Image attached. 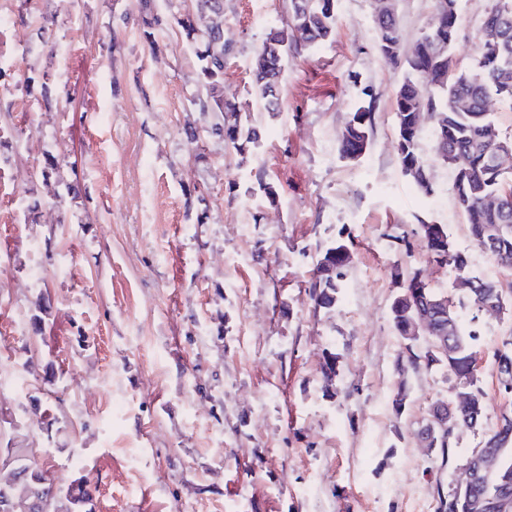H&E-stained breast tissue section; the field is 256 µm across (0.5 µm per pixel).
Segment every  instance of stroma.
I'll list each match as a JSON object with an SVG mask.
<instances>
[{"instance_id": "stroma-1", "label": "stroma", "mask_w": 512, "mask_h": 512, "mask_svg": "<svg viewBox=\"0 0 512 512\" xmlns=\"http://www.w3.org/2000/svg\"><path fill=\"white\" fill-rule=\"evenodd\" d=\"M404 51L435 0H393ZM492 0H457L452 67H472ZM0 23V452L37 449L61 486L83 474L95 512H428L480 433L462 429L449 464L415 431L450 398L439 371L392 399L403 347L390 318L396 272L431 287L455 278L411 231L446 225L473 275L512 279L472 241L454 175L421 149L434 185L401 169L396 99L404 65L375 48L374 0H338L332 36L289 55L278 114L252 66L288 0H224V95L262 133L237 151L192 104L194 54L177 28L141 38L139 0H8ZM55 16L59 52L38 30ZM48 71L52 108L27 90ZM369 145L348 161L339 136L363 104ZM202 138L190 142L186 129ZM58 176L43 179L49 160ZM264 176L276 192L258 191ZM197 203H189V196ZM204 220H197V213ZM411 235L410 247L398 239ZM353 242L335 308L306 284L333 241ZM478 332L488 416L499 414L493 353L512 329L464 310ZM339 375L326 380V353Z\"/></svg>"}]
</instances>
